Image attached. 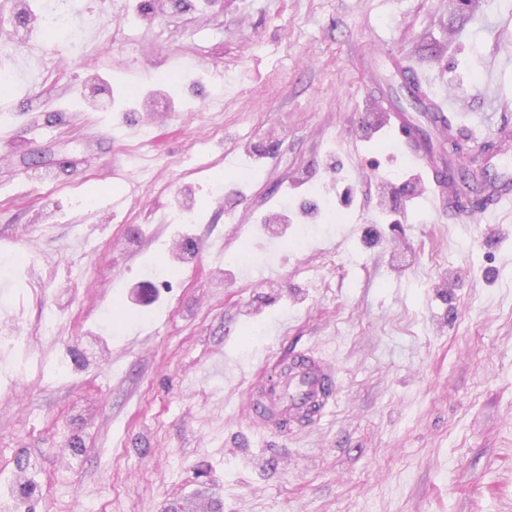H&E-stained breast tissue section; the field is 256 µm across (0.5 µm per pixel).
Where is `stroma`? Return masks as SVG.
Listing matches in <instances>:
<instances>
[{
	"mask_svg": "<svg viewBox=\"0 0 512 512\" xmlns=\"http://www.w3.org/2000/svg\"><path fill=\"white\" fill-rule=\"evenodd\" d=\"M480 2L75 0L77 50L0 51L42 60L0 90V512H512V204L380 223L377 180L411 171L354 133L368 87L400 91L375 44L473 130L512 120V0ZM300 349L336 358L331 414L257 432L260 361Z\"/></svg>",
	"mask_w": 512,
	"mask_h": 512,
	"instance_id": "1",
	"label": "stroma"
}]
</instances>
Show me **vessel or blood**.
I'll return each mask as SVG.
<instances>
[{"instance_id":"b4317fda","label":"vessel or blood","mask_w":512,"mask_h":512,"mask_svg":"<svg viewBox=\"0 0 512 512\" xmlns=\"http://www.w3.org/2000/svg\"><path fill=\"white\" fill-rule=\"evenodd\" d=\"M389 65L400 79L405 96L425 113V119L441 137L461 133L464 123L458 100L441 94L433 76L401 55H389ZM379 126L362 127L358 135L371 137L377 127L391 130L412 169L424 175L422 197L435 216L447 214L466 220L479 216L490 222L501 205L512 201V124H499L489 134L494 144V173L479 179L475 191H467L460 175L464 159L448 157L444 147L434 146L415 117L396 103L376 102ZM336 366L327 356L301 352L292 357L288 372H275L267 388L248 401L251 424L268 432L287 426L320 422L335 403Z\"/></svg>"}]
</instances>
